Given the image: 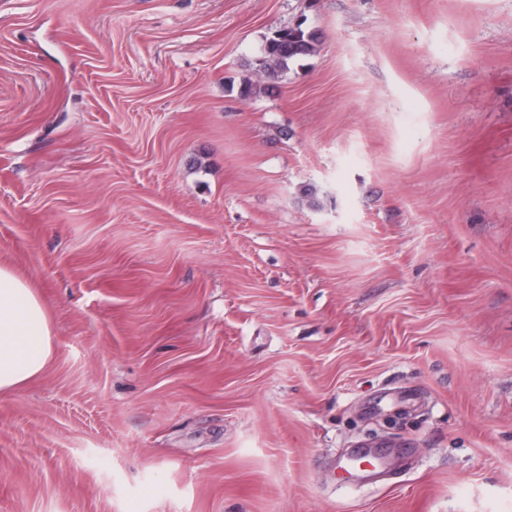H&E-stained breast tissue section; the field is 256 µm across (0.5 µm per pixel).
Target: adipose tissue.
<instances>
[{
  "label": "adipose tissue",
  "mask_w": 512,
  "mask_h": 512,
  "mask_svg": "<svg viewBox=\"0 0 512 512\" xmlns=\"http://www.w3.org/2000/svg\"><path fill=\"white\" fill-rule=\"evenodd\" d=\"M52 357L46 306L27 278L0 262V393L41 374Z\"/></svg>",
  "instance_id": "ef3b65f1"
}]
</instances>
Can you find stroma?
Returning <instances> with one entry per match:
<instances>
[{
  "mask_svg": "<svg viewBox=\"0 0 512 512\" xmlns=\"http://www.w3.org/2000/svg\"><path fill=\"white\" fill-rule=\"evenodd\" d=\"M0 260V512H512V0H0ZM283 33L281 37L278 34ZM267 41L261 62L267 80L278 79L289 69V63L315 51L311 35L300 26L283 29ZM48 310L27 278L0 261V393L41 374L53 357Z\"/></svg>",
  "mask_w": 512,
  "mask_h": 512,
  "instance_id": "1",
  "label": "stroma"
}]
</instances>
